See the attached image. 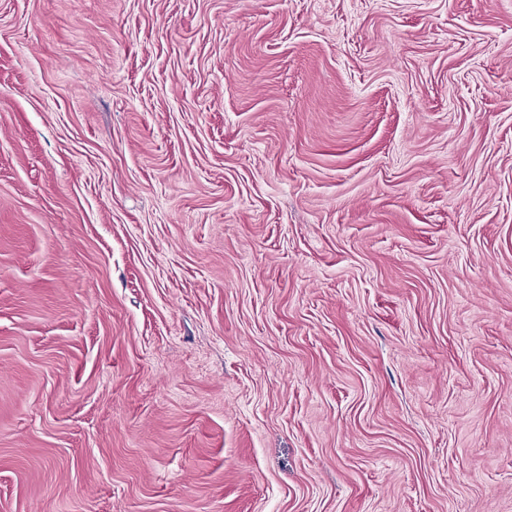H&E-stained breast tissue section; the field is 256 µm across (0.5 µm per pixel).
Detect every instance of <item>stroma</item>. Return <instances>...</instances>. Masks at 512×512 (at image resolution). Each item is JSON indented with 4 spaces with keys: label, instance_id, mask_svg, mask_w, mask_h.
Listing matches in <instances>:
<instances>
[{
    "label": "stroma",
    "instance_id": "1",
    "mask_svg": "<svg viewBox=\"0 0 512 512\" xmlns=\"http://www.w3.org/2000/svg\"><path fill=\"white\" fill-rule=\"evenodd\" d=\"M0 512H512V0H0Z\"/></svg>",
    "mask_w": 512,
    "mask_h": 512
}]
</instances>
